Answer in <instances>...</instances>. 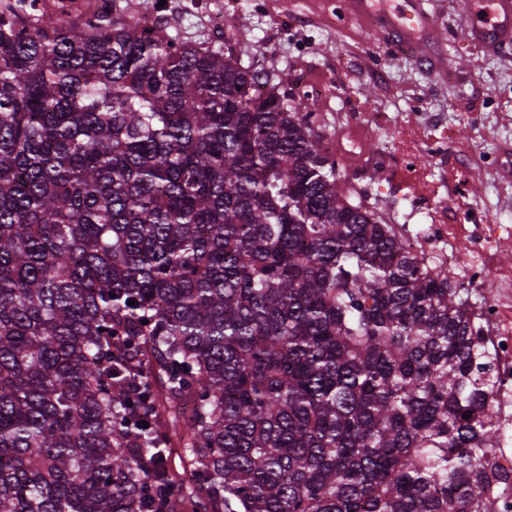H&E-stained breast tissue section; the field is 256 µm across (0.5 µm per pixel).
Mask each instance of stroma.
Listing matches in <instances>:
<instances>
[{
    "label": "stroma",
    "mask_w": 512,
    "mask_h": 512,
    "mask_svg": "<svg viewBox=\"0 0 512 512\" xmlns=\"http://www.w3.org/2000/svg\"><path fill=\"white\" fill-rule=\"evenodd\" d=\"M156 15L169 35L204 43L218 19L235 22L234 47L261 76L308 83L322 134L370 137L380 161L341 172L354 199L390 224L417 230L427 215L466 200L476 224L512 226V46L480 51L461 30L463 0H434L447 40L433 69L392 52L371 23L337 21L334 0H112ZM443 142L441 157L405 169L406 148Z\"/></svg>",
    "instance_id": "stroma-1"
}]
</instances>
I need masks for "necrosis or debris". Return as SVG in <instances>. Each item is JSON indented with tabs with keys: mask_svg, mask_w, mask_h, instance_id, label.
Listing matches in <instances>:
<instances>
[{
	"mask_svg": "<svg viewBox=\"0 0 512 512\" xmlns=\"http://www.w3.org/2000/svg\"><path fill=\"white\" fill-rule=\"evenodd\" d=\"M506 241L497 227L471 233L465 254L449 253L448 262L461 266L467 286L482 290V301L473 308L483 332L482 344L498 366L495 404L496 454L490 461L500 478L487 490L486 512H512V289L486 283L485 270Z\"/></svg>",
	"mask_w": 512,
	"mask_h": 512,
	"instance_id": "4bbe7bcc",
	"label": "necrosis or debris"
}]
</instances>
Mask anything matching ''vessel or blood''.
Instances as JSON below:
<instances>
[{
	"label": "vessel or blood",
	"instance_id": "1",
	"mask_svg": "<svg viewBox=\"0 0 512 512\" xmlns=\"http://www.w3.org/2000/svg\"><path fill=\"white\" fill-rule=\"evenodd\" d=\"M430 0H403L402 5L390 7L387 0H346L347 15H360L383 27L394 45L408 50L411 57L428 60L432 64H443L440 56H429L428 39H441L443 29L434 11L429 7ZM490 19L467 11L466 25L472 36L482 45L496 49L502 45H512V0H489Z\"/></svg>",
	"mask_w": 512,
	"mask_h": 512
}]
</instances>
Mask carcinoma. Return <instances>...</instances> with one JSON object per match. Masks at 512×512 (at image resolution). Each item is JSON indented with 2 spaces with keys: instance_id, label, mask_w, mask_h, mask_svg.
<instances>
[{
  "instance_id": "carcinoma-1",
  "label": "carcinoma",
  "mask_w": 512,
  "mask_h": 512,
  "mask_svg": "<svg viewBox=\"0 0 512 512\" xmlns=\"http://www.w3.org/2000/svg\"><path fill=\"white\" fill-rule=\"evenodd\" d=\"M36 2L0 0V512H481L468 290L308 96Z\"/></svg>"
}]
</instances>
